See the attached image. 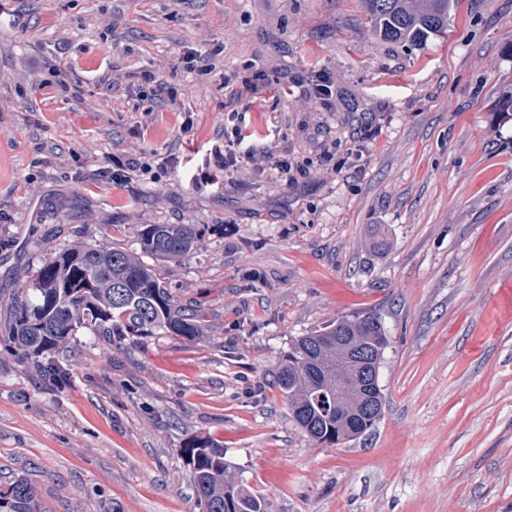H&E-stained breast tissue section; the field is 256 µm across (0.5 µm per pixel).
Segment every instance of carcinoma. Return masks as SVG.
<instances>
[{"label":"carcinoma","instance_id":"carcinoma-1","mask_svg":"<svg viewBox=\"0 0 512 512\" xmlns=\"http://www.w3.org/2000/svg\"><path fill=\"white\" fill-rule=\"evenodd\" d=\"M379 35L417 45L448 30L458 0H362ZM202 237L197 224H147L139 231L140 248L162 261L189 253ZM161 329L193 341L204 327L179 309L156 270L137 253L121 247L78 243L38 267L13 295L0 344L33 364L60 387L69 372L56 355L82 330L97 336L143 338ZM349 336L362 351L384 354L388 336L373 313L343 316L301 336L282 355L276 382L290 416L315 442L338 446L370 431L380 419L384 400L378 392L377 415L344 420L336 415V393L344 394L346 414L365 400L351 387L336 389V371L345 368L336 337ZM202 512H267L265 499L249 491L224 458V445L195 437L180 449ZM37 487L25 477L0 489V512H36Z\"/></svg>","mask_w":512,"mask_h":512}]
</instances>
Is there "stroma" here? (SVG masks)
I'll return each mask as SVG.
<instances>
[{"mask_svg":"<svg viewBox=\"0 0 512 512\" xmlns=\"http://www.w3.org/2000/svg\"><path fill=\"white\" fill-rule=\"evenodd\" d=\"M8 5L0 322L75 242L134 249L144 225L200 224L196 249L161 270L204 334L80 333L59 355L64 389L0 355V487L29 479L37 512H201L179 453L210 437L268 512H512V0H459L446 33L410 47L382 40L360 0ZM218 49L227 85L180 62ZM63 63L81 100L50 82ZM103 65L117 89L99 83ZM155 69L192 105L191 133L130 96L129 74ZM258 70L256 96L231 101ZM322 78L327 105L308 93ZM231 125L259 149L221 170L208 159ZM116 141L181 161L116 183ZM378 229L389 245L375 251ZM364 312L389 338L382 415L354 441L316 444L275 383L278 359Z\"/></svg>","mask_w":512,"mask_h":512,"instance_id":"obj_1","label":"stroma"}]
</instances>
